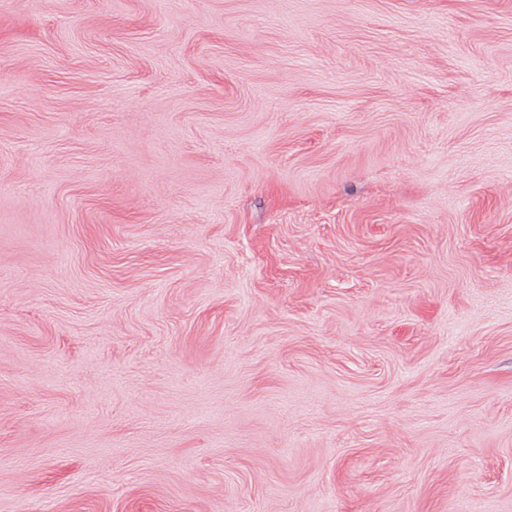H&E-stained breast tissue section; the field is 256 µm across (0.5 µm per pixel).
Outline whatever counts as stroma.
Returning <instances> with one entry per match:
<instances>
[{
	"label": "stroma",
	"mask_w": 512,
	"mask_h": 512,
	"mask_svg": "<svg viewBox=\"0 0 512 512\" xmlns=\"http://www.w3.org/2000/svg\"><path fill=\"white\" fill-rule=\"evenodd\" d=\"M0 512H512V0H0Z\"/></svg>",
	"instance_id": "stroma-1"
}]
</instances>
